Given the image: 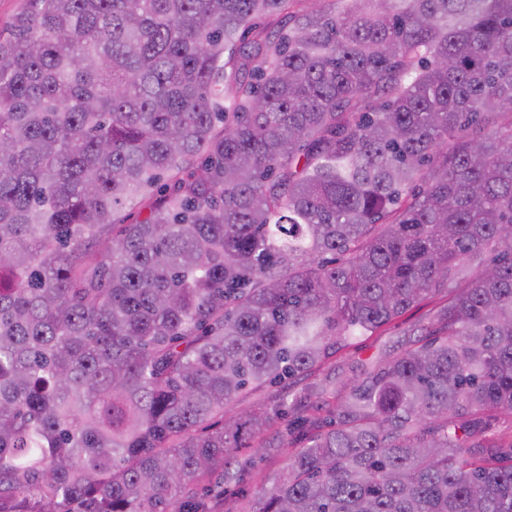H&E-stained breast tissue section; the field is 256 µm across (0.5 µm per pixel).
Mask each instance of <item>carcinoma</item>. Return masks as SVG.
I'll return each instance as SVG.
<instances>
[{
  "instance_id": "carcinoma-1",
  "label": "carcinoma",
  "mask_w": 512,
  "mask_h": 512,
  "mask_svg": "<svg viewBox=\"0 0 512 512\" xmlns=\"http://www.w3.org/2000/svg\"><path fill=\"white\" fill-rule=\"evenodd\" d=\"M22 2L0 512H512V0ZM434 311V304L425 306L418 311L408 313L393 323L383 327L376 335L362 337L349 348L336 356V376L341 373L343 364L365 359L384 345H391L401 340L409 326L426 323Z\"/></svg>"
}]
</instances>
